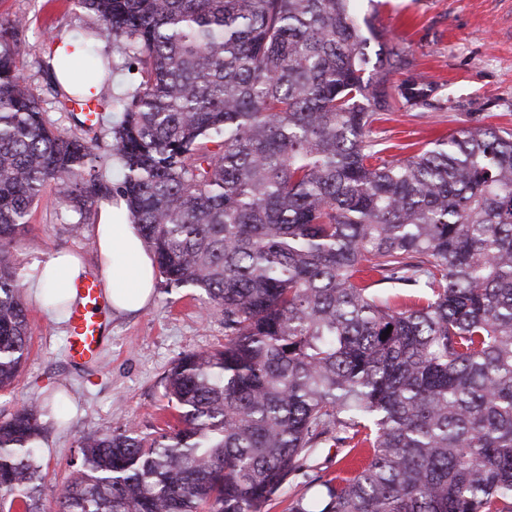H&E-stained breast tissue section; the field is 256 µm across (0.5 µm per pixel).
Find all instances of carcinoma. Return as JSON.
Returning a JSON list of instances; mask_svg holds the SVG:
<instances>
[{"instance_id": "cac0c4a2", "label": "carcinoma", "mask_w": 512, "mask_h": 512, "mask_svg": "<svg viewBox=\"0 0 512 512\" xmlns=\"http://www.w3.org/2000/svg\"><path fill=\"white\" fill-rule=\"evenodd\" d=\"M358 2L80 0L71 88L67 57L44 63L78 135L19 71L24 20L0 24V391L31 339L9 252L51 181L80 224L125 198L165 285L224 311V347L162 378L177 424L80 436L57 512H268L298 478L288 512H512V129L386 159L372 124L436 87L391 81L408 54ZM104 39L137 66L123 98L83 93L110 81ZM62 411L0 420V512H44L41 417ZM327 446L370 455L329 477Z\"/></svg>"}]
</instances>
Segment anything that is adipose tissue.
<instances>
[{
	"mask_svg": "<svg viewBox=\"0 0 512 512\" xmlns=\"http://www.w3.org/2000/svg\"><path fill=\"white\" fill-rule=\"evenodd\" d=\"M94 244L104 280V294L113 311L136 313L149 303L155 285L156 266L151 248L138 225L133 224L124 198L101 202L95 226ZM42 273L33 278L28 291L37 304L53 319L60 312L48 295L63 292L75 302L73 282L85 271L82 259L74 253L52 255L41 264Z\"/></svg>",
	"mask_w": 512,
	"mask_h": 512,
	"instance_id": "obj_1",
	"label": "adipose tissue"
}]
</instances>
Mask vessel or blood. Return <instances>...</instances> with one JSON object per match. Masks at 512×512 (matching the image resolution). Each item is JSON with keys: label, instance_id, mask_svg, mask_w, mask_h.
Instances as JSON below:
<instances>
[{"label": "vessel or blood", "instance_id": "vessel-or-blood-1", "mask_svg": "<svg viewBox=\"0 0 512 512\" xmlns=\"http://www.w3.org/2000/svg\"><path fill=\"white\" fill-rule=\"evenodd\" d=\"M80 302L71 313L68 356L81 365L93 361L105 340L109 311L102 296L99 280L89 275L75 283Z\"/></svg>", "mask_w": 512, "mask_h": 512}]
</instances>
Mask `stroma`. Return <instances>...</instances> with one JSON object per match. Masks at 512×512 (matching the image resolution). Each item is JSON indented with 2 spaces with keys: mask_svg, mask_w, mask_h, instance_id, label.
I'll return each instance as SVG.
<instances>
[{
  "mask_svg": "<svg viewBox=\"0 0 512 512\" xmlns=\"http://www.w3.org/2000/svg\"><path fill=\"white\" fill-rule=\"evenodd\" d=\"M360 2L363 13H377L376 25L387 39L405 47L410 72L436 86L430 106L402 108L373 124L374 135L391 144L388 159L407 157L413 148L463 128H512V0H388L378 8L371 0ZM18 16L27 21L19 69L46 119L68 132L73 123L57 110L42 71L49 47L46 32L60 27L81 36L93 16L78 0H0V22ZM76 219L59 206L56 184L48 183L12 251L14 263L25 271L55 252L73 250L87 273H99L93 227ZM206 302L198 289L157 282L145 310L112 314L97 361L81 367L67 356L68 324L29 304L30 354L14 386L0 392V419L31 398L65 392V419L50 425L41 443L47 512H53L56 498L75 473L76 442L85 432L133 422L150 433L170 421L164 372L180 355L224 342V313Z\"/></svg>",
  "mask_w": 512,
  "mask_h": 512,
  "instance_id": "35a3bbf8",
  "label": "stroma"
}]
</instances>
